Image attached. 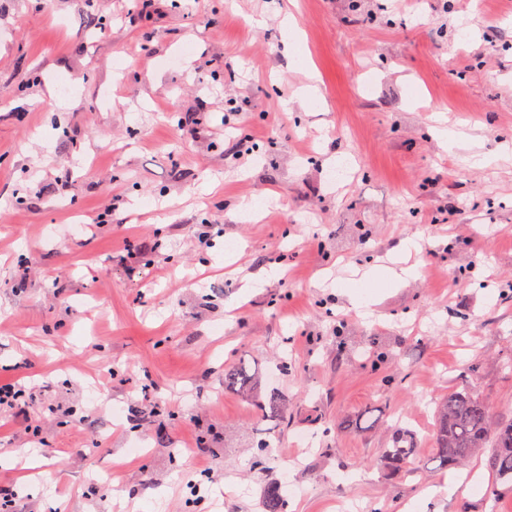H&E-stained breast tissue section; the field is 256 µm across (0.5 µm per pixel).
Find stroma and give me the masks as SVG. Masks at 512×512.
Listing matches in <instances>:
<instances>
[{
  "instance_id": "stroma-1",
  "label": "stroma",
  "mask_w": 512,
  "mask_h": 512,
  "mask_svg": "<svg viewBox=\"0 0 512 512\" xmlns=\"http://www.w3.org/2000/svg\"><path fill=\"white\" fill-rule=\"evenodd\" d=\"M413 237L417 276L350 308ZM5 378L12 512H262L271 482L286 512H512L483 454L442 492L432 436L456 389L512 421V0H0ZM254 375L250 374L246 368L233 364L224 369L225 388L235 389L240 392H249L255 387ZM252 399L256 403L257 410L260 416L275 423L272 431L269 434H278L280 432L278 426H287L284 418L286 417L282 399L279 393L273 392L268 397H263L259 393H255ZM415 442L414 431L397 419L391 426L389 448H383L380 462L393 471L414 473Z\"/></svg>"
}]
</instances>
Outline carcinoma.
<instances>
[{
    "label": "carcinoma",
    "mask_w": 512,
    "mask_h": 512,
    "mask_svg": "<svg viewBox=\"0 0 512 512\" xmlns=\"http://www.w3.org/2000/svg\"><path fill=\"white\" fill-rule=\"evenodd\" d=\"M224 387L249 392L255 387L254 375L240 365L224 369ZM260 416L275 423L272 433L286 425L279 393L252 396ZM416 437L414 431L396 420L391 426L390 445L382 450L380 462L393 471L414 473ZM435 462L441 470L461 467L478 451L488 452V464L498 479L512 482V422L496 425L488 405L467 390L450 391L435 411ZM264 512H285L282 486L265 487Z\"/></svg>",
    "instance_id": "obj_1"
}]
</instances>
